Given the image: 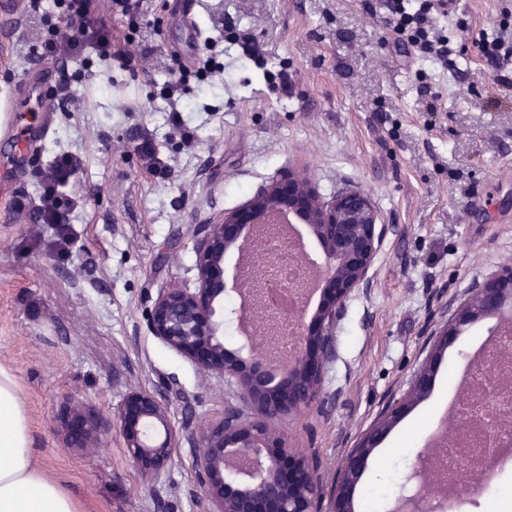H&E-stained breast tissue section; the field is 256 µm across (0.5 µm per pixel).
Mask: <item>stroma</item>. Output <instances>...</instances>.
<instances>
[{"label": "stroma", "mask_w": 512, "mask_h": 512, "mask_svg": "<svg viewBox=\"0 0 512 512\" xmlns=\"http://www.w3.org/2000/svg\"><path fill=\"white\" fill-rule=\"evenodd\" d=\"M55 0H0V363L16 375L42 468L86 512H198L189 445L158 474L132 462L115 421L133 391H168L175 431L215 422L236 395L151 335L166 288H195L200 225L218 223L279 170L324 199L366 192L386 230L368 290L355 292L324 369L330 403L284 416L289 448L315 454L324 488L392 404L412 391L435 334L475 284L512 263V66L497 73L472 40L512 24V0H456L442 19L455 67L397 47L386 0H130L111 15L124 62L39 58ZM192 10L199 35L182 14ZM251 37L258 56L243 53ZM287 81H280V73ZM183 76L186 92L164 88ZM149 136L167 172H150ZM69 153L61 224L39 221L42 179ZM490 321L463 327L436 369L445 398L412 404L381 435L356 512H394L418 455L449 426ZM103 419L88 448L65 445L70 399Z\"/></svg>", "instance_id": "1"}]
</instances>
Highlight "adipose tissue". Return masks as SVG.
<instances>
[{"mask_svg":"<svg viewBox=\"0 0 512 512\" xmlns=\"http://www.w3.org/2000/svg\"><path fill=\"white\" fill-rule=\"evenodd\" d=\"M0 512H83L36 462L17 378L0 364Z\"/></svg>","mask_w":512,"mask_h":512,"instance_id":"obj_1","label":"adipose tissue"}]
</instances>
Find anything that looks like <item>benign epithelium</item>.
Returning <instances> with one entry per match:
<instances>
[{
  "mask_svg": "<svg viewBox=\"0 0 512 512\" xmlns=\"http://www.w3.org/2000/svg\"><path fill=\"white\" fill-rule=\"evenodd\" d=\"M286 212L307 225L322 248L323 276L302 278L300 288L322 289V301L310 322L295 321L298 347L281 366L258 346L256 330H244L240 346L224 347V318L242 320L249 311L262 317V333L272 332L277 316L263 302L265 280L276 273L261 247L266 237L285 233L275 216ZM384 225L367 193L342 191L329 201L309 179L290 170L263 185L240 207L224 213L217 224L202 226L196 243L199 285L193 291L167 288L147 317L149 332L190 360L200 371L224 376L237 386L239 403L224 409L221 420L200 432L177 433L168 424L158 393L133 392L116 421L133 463L149 475L162 470L183 441L195 448V477L201 490V512H320L323 485L314 456L291 452L274 421L292 412L324 405L321 383L325 366L336 356L333 330L352 294L370 286L369 272L380 250ZM237 250L250 265L237 270L232 285L224 278V258ZM512 323V266L478 286L439 332L437 351L462 327L484 319ZM437 354L417 375L412 400L432 387ZM408 403L391 407L383 420L350 451L332 489L333 512H354L353 494L365 463L380 435L406 411ZM65 440L84 448L96 436L101 419L82 402L70 401L61 417ZM418 486L400 497L399 512H431L432 493L423 491L428 474L413 469Z\"/></svg>",
  "mask_w": 512,
  "mask_h": 512,
  "instance_id": "7a95c632",
  "label": "benign epithelium"
}]
</instances>
